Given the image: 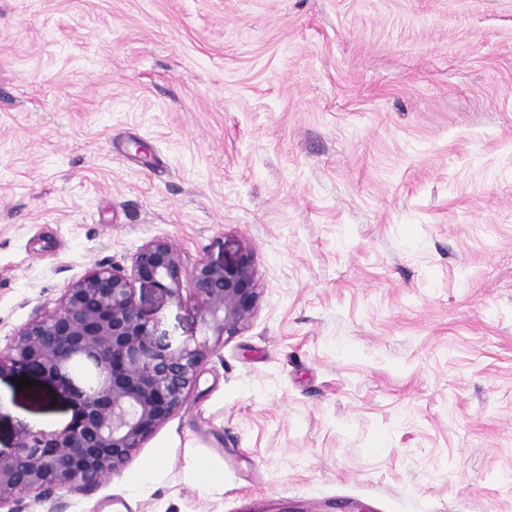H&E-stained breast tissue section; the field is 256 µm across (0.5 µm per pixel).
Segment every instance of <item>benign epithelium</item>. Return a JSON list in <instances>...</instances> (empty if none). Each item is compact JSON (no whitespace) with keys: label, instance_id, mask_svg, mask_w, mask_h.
Instances as JSON below:
<instances>
[{"label":"benign epithelium","instance_id":"1","mask_svg":"<svg viewBox=\"0 0 512 512\" xmlns=\"http://www.w3.org/2000/svg\"><path fill=\"white\" fill-rule=\"evenodd\" d=\"M138 279L178 297L182 278L208 333L221 341L251 318L259 293L246 250L222 263L184 268L175 245L157 238L133 257ZM207 355L206 343L160 341L135 299L133 280L118 266L98 264L71 283L51 310H41L0 353V371L52 382L74 406L61 431H20L0 454V510L22 512V496L64 512V494L90 492L119 472L155 429L187 402Z\"/></svg>","mask_w":512,"mask_h":512}]
</instances>
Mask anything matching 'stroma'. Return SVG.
I'll use <instances>...</instances> for the list:
<instances>
[{
    "label": "stroma",
    "instance_id": "obj_1",
    "mask_svg": "<svg viewBox=\"0 0 512 512\" xmlns=\"http://www.w3.org/2000/svg\"><path fill=\"white\" fill-rule=\"evenodd\" d=\"M155 238L249 248L257 305L137 451L151 494L66 512H512V0H0V350ZM135 288L207 342L190 280ZM18 380L4 454L74 416ZM191 481L208 494L224 491V471L210 469L199 461H194L189 466Z\"/></svg>",
    "mask_w": 512,
    "mask_h": 512
}]
</instances>
